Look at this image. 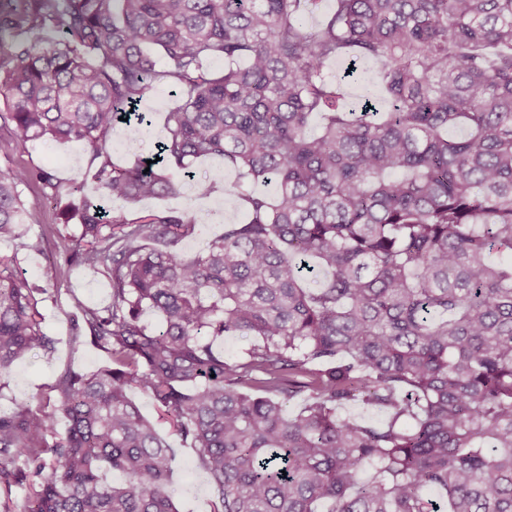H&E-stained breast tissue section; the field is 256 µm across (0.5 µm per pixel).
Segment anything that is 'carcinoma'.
<instances>
[{"instance_id":"1","label":"carcinoma","mask_w":512,"mask_h":512,"mask_svg":"<svg viewBox=\"0 0 512 512\" xmlns=\"http://www.w3.org/2000/svg\"><path fill=\"white\" fill-rule=\"evenodd\" d=\"M11 2L0 129L86 144L127 204L220 157L246 219L187 256L191 211L130 219L44 169L0 171V242L34 221L20 186L64 194L65 265L112 289L106 308L74 299L109 364L66 371L50 411L0 415V512L18 487L22 512H178L133 389L192 448L212 512H512V0H333L314 29L318 0ZM334 60L378 63L383 116L345 106ZM156 79L180 95L159 160L116 162L112 129L147 121L124 107ZM13 265L0 255V374L49 344L43 289ZM224 336L256 342L229 363ZM352 401L387 418L342 414Z\"/></svg>"}]
</instances>
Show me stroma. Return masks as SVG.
<instances>
[{
  "label": "stroma",
  "mask_w": 512,
  "mask_h": 512,
  "mask_svg": "<svg viewBox=\"0 0 512 512\" xmlns=\"http://www.w3.org/2000/svg\"><path fill=\"white\" fill-rule=\"evenodd\" d=\"M176 103L177 96L171 86L154 84L139 105L140 111L151 114V125L135 131L122 124L116 125L108 143L112 158L123 160L155 153L164 135L165 115ZM9 168H42L53 173L61 185L81 182L88 196L95 199L100 196L89 170V151L79 142L37 140L13 150L1 143L0 171ZM233 178L223 161L202 160L195 166L193 181L184 183L179 195L146 200L133 204L132 209L136 212L164 208L195 211L201 218V226L194 237L181 245L183 254L193 255L204 251L210 240L222 233L225 224L243 220V211L235 208L222 190ZM205 182L215 185L214 191L207 195L201 191ZM21 199L25 207L34 212L36 221L25 225L22 236L0 243V254L14 257L17 271L30 283L42 287L39 296L42 330L52 339L53 348L32 353L17 362L9 373L0 376V414H10L25 406L51 407L55 398L53 385L65 370L89 373L108 362L106 352L93 344L86 332L75 328L73 307L77 299L89 306H109L111 288L106 277L81 267L58 275L63 257L56 237L49 235L44 252L29 251L28 236L47 232L56 224L59 208L34 186L23 187ZM161 433L174 450L170 488L178 512H210L213 493L206 476L193 464L192 449L169 428H162Z\"/></svg>",
  "instance_id": "1"
}]
</instances>
